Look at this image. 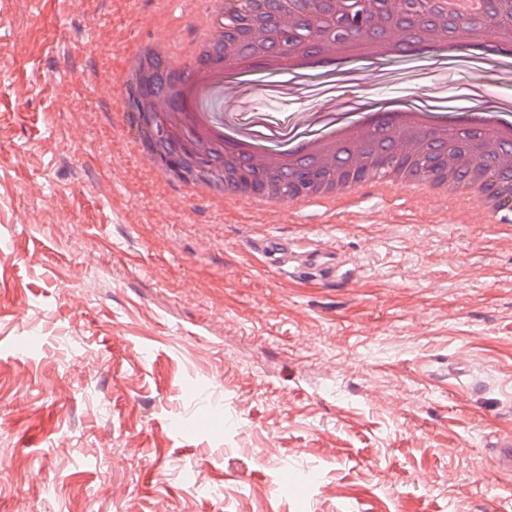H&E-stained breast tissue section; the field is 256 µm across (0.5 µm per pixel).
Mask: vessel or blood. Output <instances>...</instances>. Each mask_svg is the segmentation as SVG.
Listing matches in <instances>:
<instances>
[{
  "mask_svg": "<svg viewBox=\"0 0 512 512\" xmlns=\"http://www.w3.org/2000/svg\"><path fill=\"white\" fill-rule=\"evenodd\" d=\"M257 249L269 265L291 268L304 279L327 283L337 281L342 275L344 261L341 253L335 250H310L299 254L292 251L286 240L277 237L261 241ZM491 447L497 472L512 476V433L499 434Z\"/></svg>",
  "mask_w": 512,
  "mask_h": 512,
  "instance_id": "vessel-or-blood-1",
  "label": "vessel or blood"
}]
</instances>
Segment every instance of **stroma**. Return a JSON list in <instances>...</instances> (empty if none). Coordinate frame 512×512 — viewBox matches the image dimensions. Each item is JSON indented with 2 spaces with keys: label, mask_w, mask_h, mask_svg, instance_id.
Masks as SVG:
<instances>
[{
  "label": "stroma",
  "mask_w": 512,
  "mask_h": 512,
  "mask_svg": "<svg viewBox=\"0 0 512 512\" xmlns=\"http://www.w3.org/2000/svg\"><path fill=\"white\" fill-rule=\"evenodd\" d=\"M200 0H0V512H496L512 477V232L359 188L221 204L155 180L114 92ZM454 104L512 75L349 62L335 88ZM111 79L104 89L103 79ZM308 74L244 98L292 120ZM347 277L270 269L269 236ZM492 460L499 474L512 476V434L510 431L499 434L492 442Z\"/></svg>",
  "instance_id": "obj_1"
}]
</instances>
